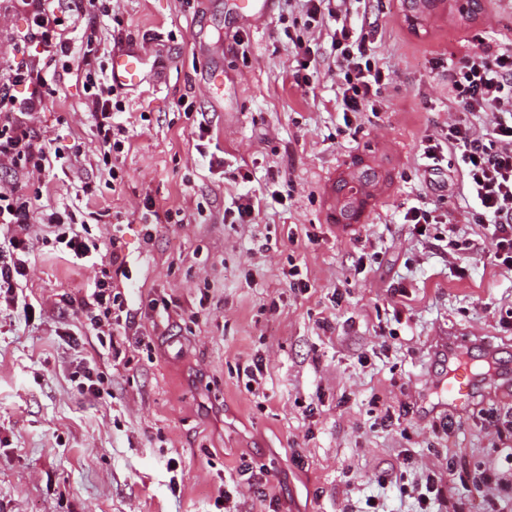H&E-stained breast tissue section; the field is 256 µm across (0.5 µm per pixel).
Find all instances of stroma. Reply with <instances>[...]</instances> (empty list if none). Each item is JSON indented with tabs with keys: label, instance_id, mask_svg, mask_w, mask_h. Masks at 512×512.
<instances>
[{
	"label": "stroma",
	"instance_id": "stroma-1",
	"mask_svg": "<svg viewBox=\"0 0 512 512\" xmlns=\"http://www.w3.org/2000/svg\"><path fill=\"white\" fill-rule=\"evenodd\" d=\"M484 5L473 22L443 10L416 33L400 0H331L311 30L301 0H275L258 27L235 0H114L111 17L69 28L75 53L93 33L97 53L133 46L146 57V81L112 116L131 141L117 161L120 186L95 166L81 83H59L35 122L58 146L84 143L82 157L64 160L49 203L93 180L91 235L109 240L116 217L125 221L126 293L143 344L117 357L100 346L70 304L94 268L34 246L21 288L31 311L0 307V512H224L218 489L246 462L270 474L241 486L233 512H266L272 498L279 512H344L372 496L385 512H415L398 483L376 482L403 451L440 471L452 455L469 470H507L512 437H499L491 418L512 414V393L478 392L446 432L435 387L448 372L444 336L512 363V271L490 257L487 230L468 221L456 154L436 171L423 159L448 123L449 62L489 47L512 52V0ZM340 9L348 25L372 32L388 76L354 132L338 107L331 49ZM296 36L316 59L311 90L294 80ZM212 69L224 76V97L209 89ZM183 95L193 112L176 108ZM202 123L223 167L209 168L194 147ZM356 157L389 181L356 223L340 224L330 188ZM285 181L283 204L261 208L252 224L225 223L240 195L267 197ZM148 198L183 209L184 222L146 236ZM414 205L447 223L416 234L403 222ZM447 235L471 240L473 251L454 254ZM293 264L308 290L289 286ZM163 293L199 309L198 321L147 319L149 299ZM256 355L265 368L249 391L235 367ZM86 367L104 376L100 397L77 390L73 374ZM376 399L399 413L397 424H379Z\"/></svg>",
	"mask_w": 512,
	"mask_h": 512
}]
</instances>
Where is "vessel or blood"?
<instances>
[{
	"label": "vessel or blood",
	"instance_id": "1",
	"mask_svg": "<svg viewBox=\"0 0 512 512\" xmlns=\"http://www.w3.org/2000/svg\"><path fill=\"white\" fill-rule=\"evenodd\" d=\"M145 58L135 49L113 53L110 76L115 85L132 88L139 86L145 78ZM442 349L448 358V376L438 388L445 406L463 413L470 407L479 388L497 387L498 383L512 379V367L499 365L496 351L484 349L480 359H467L462 348L451 338H444Z\"/></svg>",
	"mask_w": 512,
	"mask_h": 512
}]
</instances>
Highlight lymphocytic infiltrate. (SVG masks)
Listing matches in <instances>:
<instances>
[{"label": "lymphocytic infiltrate", "mask_w": 512, "mask_h": 512, "mask_svg": "<svg viewBox=\"0 0 512 512\" xmlns=\"http://www.w3.org/2000/svg\"><path fill=\"white\" fill-rule=\"evenodd\" d=\"M108 0H16L27 25L15 29L8 44L12 62L0 77V162L22 169V184L0 186V224L6 226L10 260L0 262V296L15 302V288L28 275L27 255L32 246L30 225H45L49 234L43 246L95 268L93 288L87 289L74 313L88 335L98 342L129 328L131 311L119 279L128 277L127 261L118 238L108 245L91 237L86 226L92 215L77 206L44 207L49 190L46 175L60 159L59 149L38 133L33 122L55 94L47 73L30 58L39 48L58 62L64 74L75 75L85 88L84 109L94 122L96 157L111 185L122 184L123 170L114 158L127 140L114 130L112 115L124 111L125 97L107 75L104 60L92 51L74 54L67 30L80 18L108 16ZM368 32L338 25L332 38L335 63L343 75L341 112L358 113L374 107L386 77L370 47ZM448 89L454 113L438 142L425 146L428 167H437L442 150L459 154L467 190L475 203L472 223L490 234L488 251L495 262L512 270V52L483 50L448 66ZM484 114L487 127L475 134L471 122Z\"/></svg>", "instance_id": "obj_1"}]
</instances>
